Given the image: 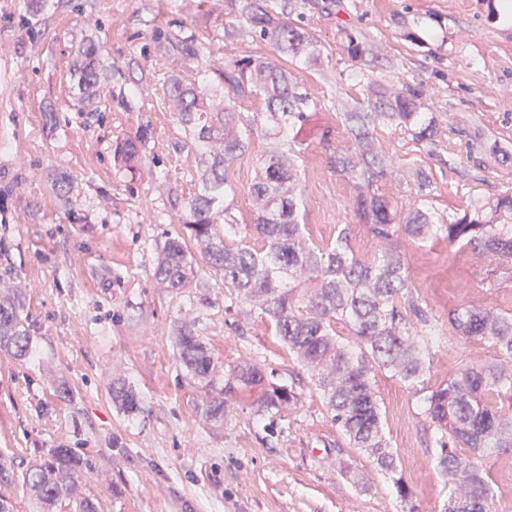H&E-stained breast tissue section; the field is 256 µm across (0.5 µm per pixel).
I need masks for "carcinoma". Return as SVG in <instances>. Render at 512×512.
Segmentation results:
<instances>
[{
  "instance_id": "1",
  "label": "carcinoma",
  "mask_w": 512,
  "mask_h": 512,
  "mask_svg": "<svg viewBox=\"0 0 512 512\" xmlns=\"http://www.w3.org/2000/svg\"><path fill=\"white\" fill-rule=\"evenodd\" d=\"M234 20L224 23V42L262 41L276 54L224 57V70L206 69L191 81L170 77L168 100L195 149L200 167L197 191L183 202V235L160 247L156 281L177 293L193 287L199 264L220 272L227 308L243 306L267 320L289 354L305 368L331 420L349 447L359 448L392 480L402 512H420L399 472L398 456L385 431L377 377L385 373L417 397L419 426L429 434L425 448L440 470L448 496L441 512H497L495 491L485 460L512 452V310L498 303L512 288V191L478 200L445 224L436 221L427 189L430 171L408 170L416 183L414 204L404 209L381 192L380 183L395 170L381 144L382 133L398 131L418 152L441 160L440 140L464 131L424 111L422 93L406 80L395 88L369 81L363 68L352 73L360 96L336 99V118L348 139L332 145L329 167L353 190L354 210L375 242L360 253L351 244L352 225L339 224L336 238L316 242L303 224L304 194L300 148L280 142L298 133L317 104L300 91L287 64L323 66L320 41L291 19L293 0H229ZM347 51L357 61L372 46L341 26ZM167 53L197 57L202 44L192 34L169 40ZM80 94L91 95L103 75L98 46L84 43L74 65ZM260 97L264 112H244L242 103ZM149 124L112 143V162L132 171L151 138ZM261 138L270 147L257 160L248 201L255 215L239 224L218 203L235 194L229 170ZM437 239L450 249L470 251L483 277L481 297L440 316L418 296L408 253ZM20 275L0 269V352L16 359L32 348L23 316ZM488 348V355L465 354L448 380L433 386L431 357L440 348ZM180 363L200 381L216 370L210 348L191 325L177 332ZM265 363L244 361L224 375V389L206 401L204 415L222 421L231 402L255 393L254 413L263 416L298 403L294 383ZM112 400L128 415L141 412L135 390L112 385ZM92 459L72 448H52L23 472V486L40 512H99L85 495L79 475Z\"/></svg>"
}]
</instances>
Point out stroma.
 <instances>
[{
    "mask_svg": "<svg viewBox=\"0 0 512 512\" xmlns=\"http://www.w3.org/2000/svg\"><path fill=\"white\" fill-rule=\"evenodd\" d=\"M324 9L306 0L298 23L320 41L325 69L294 66L317 104L299 133L303 222L318 242L352 223V190L328 164L323 138L345 142L336 99L356 94L339 21L378 47L370 79L423 84L430 110L475 136L474 152L451 147L447 163L420 158L403 135L381 141L397 171L382 189L409 207L414 161L432 173L430 200L452 216L475 199L512 189V13L503 0H341ZM224 0H0V234L23 284L32 354H0V495L31 512L22 485L27 463L66 446L90 455L79 482L100 512H401L390 480L349 448L309 381L299 403L264 416L251 398L221 423L201 407L224 375L252 360L281 370L296 363L260 316L228 309L223 278L200 268L199 285L176 293L153 276L160 246L180 234L183 202L196 190L198 156L168 106L171 75L224 66ZM192 34L201 57H174L156 33ZM94 39L106 73L92 98L78 95L73 64ZM150 124L152 139L135 173L112 163V141ZM265 141L229 171L231 212L249 224L247 191ZM71 178L67 199L52 184ZM409 262L420 298L434 312L466 301L482 276L471 255L437 240ZM192 324L218 361L212 384L183 371L174 332ZM124 381L142 411L112 400ZM379 389L386 433L421 512H440L448 490L425 454L412 394L387 375ZM69 390L58 397L57 388Z\"/></svg>",
    "mask_w": 512,
    "mask_h": 512,
    "instance_id": "35a3bbf8",
    "label": "stroma"
}]
</instances>
